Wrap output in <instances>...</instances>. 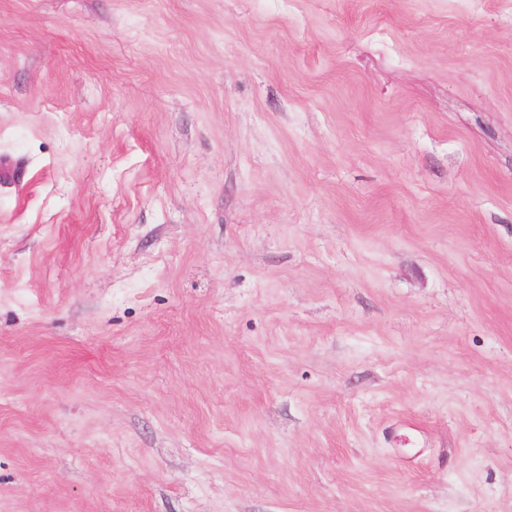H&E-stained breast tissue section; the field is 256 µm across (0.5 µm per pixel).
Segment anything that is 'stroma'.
<instances>
[{"label": "stroma", "instance_id": "stroma-1", "mask_svg": "<svg viewBox=\"0 0 512 512\" xmlns=\"http://www.w3.org/2000/svg\"><path fill=\"white\" fill-rule=\"evenodd\" d=\"M0 512H512V0H0Z\"/></svg>", "mask_w": 512, "mask_h": 512}]
</instances>
